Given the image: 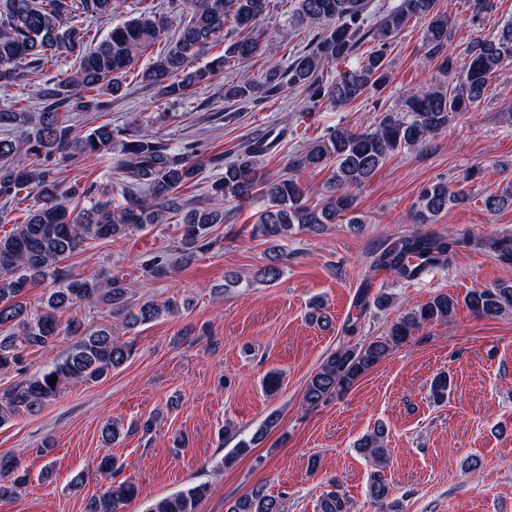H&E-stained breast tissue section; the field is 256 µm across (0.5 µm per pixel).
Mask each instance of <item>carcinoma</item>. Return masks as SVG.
Here are the masks:
<instances>
[{
    "instance_id": "1",
    "label": "carcinoma",
    "mask_w": 512,
    "mask_h": 512,
    "mask_svg": "<svg viewBox=\"0 0 512 512\" xmlns=\"http://www.w3.org/2000/svg\"><path fill=\"white\" fill-rule=\"evenodd\" d=\"M282 0H179L181 25L169 48L140 73V80L157 89L167 100L189 96L207 85L224 69L244 62L269 47L256 37V27ZM119 7V0H0V87L23 81L26 73L50 62L60 53L77 55L79 64L71 72L39 90L41 106L31 112L20 108H0V200L9 203L21 192L32 197L33 205L23 222L0 234V372L17 368L26 349L47 350L56 345L61 332L72 338L65 357L12 385L0 393V425L17 415L33 414L55 401L70 384L95 382L122 367L132 354V345L112 334L107 327L93 328L75 318L61 324V315L85 304L103 303L125 325L151 323L164 314L176 312L172 302H134L125 283L103 273L83 276L65 260L80 251L89 240H111L131 229L156 224H177L181 247L176 252L157 253L142 262L147 276L162 278L178 265L192 262L196 253L210 245L213 228L224 223L228 202H248L259 196L264 207L256 213L252 234L274 245L267 263L252 281H276L286 260L278 242L288 233H320L340 216L347 223L359 224L354 215L353 190L362 187L385 161L402 151L420 150L445 132L450 118L469 112L483 101L491 79L512 63V19L504 21L490 38L471 41L463 51L464 63L450 49L456 22L438 9V0H400L377 25L369 24L368 0H295L288 23L317 27L309 50L295 55L284 67L267 71L257 81L243 70L238 79L224 84V99L271 98L286 89L305 92V109L313 111L324 103L348 105L368 93L379 94L390 83L385 56L387 48L411 19L424 24L423 43L427 54L439 61L448 76V86L423 87L402 100L397 111H386L361 131L344 127L328 130L294 156L291 174L265 178L259 174V158L272 152L278 141L259 136L246 141L237 153L224 160V176L215 180L204 202L181 197L182 188L193 182L201 167L192 161L193 145L174 150L152 134L128 133L102 124L84 137L73 135L69 113L103 112L104 97L122 95L126 78L143 52L165 34L168 18L149 8L138 17L112 27L98 40L78 23L82 16H107ZM232 26L242 37L224 46V54L204 66L195 62L224 41V27ZM372 47L362 52L365 44ZM360 55L359 65L341 71L334 79L324 78L332 65L349 63ZM24 128L23 139L12 136ZM56 155L111 156L112 169L121 177L125 202L112 200L82 205L77 187L65 188L51 159ZM331 169L323 184L322 198L311 203L313 190L301 181V174ZM466 199L444 183L424 188L412 216L415 224H432L440 214ZM487 210L498 212L512 207V188L484 200ZM488 249L512 263V239H480L453 234L448 237L415 231L400 237L374 256L371 266L390 271L400 281L419 279L428 270L449 264L459 248ZM51 279L54 290L40 308L30 313L17 298L28 289ZM464 304L475 315L496 317L512 309V281L493 288H475ZM457 301L439 294L416 309L396 318L385 335L360 345H341L330 351L308 380L303 399L313 407L349 388L392 350L432 322L448 320ZM55 384H49L52 376ZM451 382L445 373L430 386L436 402L448 399ZM382 428L364 435L356 448L374 465L386 466ZM235 441L233 448L215 463L214 472L248 452L250 442L240 431L225 424L222 443ZM107 480L105 491L90 497L85 512H121L122 506L138 497L137 485L119 479L120 468L105 455L99 464ZM0 496L13 494L26 484L27 473L11 459H0ZM210 485L198 483L162 497L146 512H197ZM390 487L380 472L372 475L369 496L384 503ZM322 512H347L343 494L333 488L324 492ZM227 512H281L280 499L257 485L234 500Z\"/></svg>"
}]
</instances>
